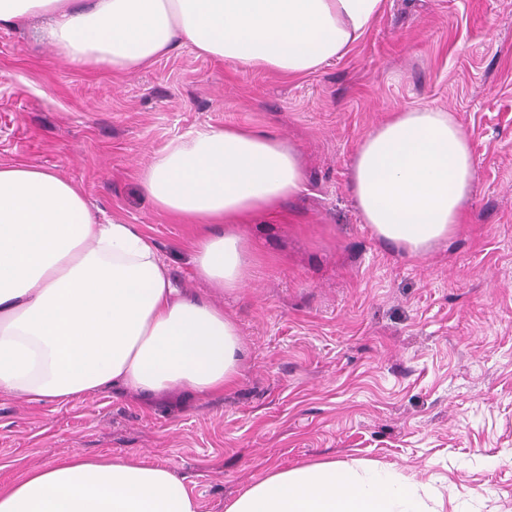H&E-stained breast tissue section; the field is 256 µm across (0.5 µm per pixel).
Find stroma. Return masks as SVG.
I'll list each match as a JSON object with an SVG mask.
<instances>
[{
  "mask_svg": "<svg viewBox=\"0 0 512 512\" xmlns=\"http://www.w3.org/2000/svg\"><path fill=\"white\" fill-rule=\"evenodd\" d=\"M45 23L0 27V161L53 169L95 213L144 225L176 287L234 317L246 356L236 386L205 399L0 393V483L71 453L122 455L224 512L270 468L344 459L437 488L446 512H512V0H385L348 55L301 77L185 46L129 73L70 66ZM424 105L462 125L478 178L452 241L413 257L362 223L348 178L372 127ZM201 124L275 133L305 167V191L244 225L259 259L235 296L193 276L195 225L137 179Z\"/></svg>",
  "mask_w": 512,
  "mask_h": 512,
  "instance_id": "35a3bbf8",
  "label": "stroma"
}]
</instances>
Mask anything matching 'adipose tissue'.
<instances>
[{
    "label": "adipose tissue",
    "instance_id": "adipose-tissue-1",
    "mask_svg": "<svg viewBox=\"0 0 512 512\" xmlns=\"http://www.w3.org/2000/svg\"><path fill=\"white\" fill-rule=\"evenodd\" d=\"M383 0H0V26L43 16L40 38L73 66L138 70L180 46L241 72L288 76L343 58ZM158 212L199 225L193 272L242 291L258 252L242 224L305 189L298 153L276 134L199 126L137 172ZM477 171L451 113H389L359 142L349 190L373 234L411 255L448 244ZM236 321L174 288L151 236L99 219L55 170L0 163V392L65 404L91 392L200 398L235 385ZM0 512H200L185 478L124 456L70 454L0 484ZM224 512H444L442 493L374 464L273 469Z\"/></svg>",
    "mask_w": 512,
    "mask_h": 512
}]
</instances>
